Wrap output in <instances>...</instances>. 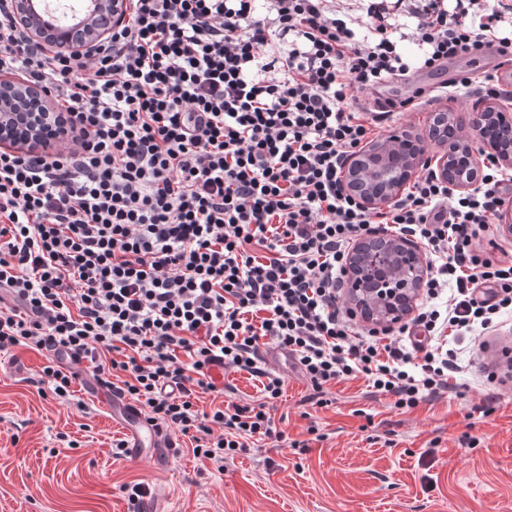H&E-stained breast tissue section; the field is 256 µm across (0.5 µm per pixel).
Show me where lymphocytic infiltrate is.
I'll return each instance as SVG.
<instances>
[{"label": "lymphocytic infiltrate", "mask_w": 512, "mask_h": 512, "mask_svg": "<svg viewBox=\"0 0 512 512\" xmlns=\"http://www.w3.org/2000/svg\"><path fill=\"white\" fill-rule=\"evenodd\" d=\"M256 2L131 0L125 22L73 54L28 45L0 0V72L45 89L74 132L51 155L0 150V354L52 353L39 383L60 401L84 366L219 470L283 438L272 412L286 379L262 368V348L314 391L361 377L413 408L448 389L454 364L430 344L407 351L412 329L467 332L512 305V265L476 253L504 204L495 166L458 194L424 172L385 211L341 181L344 160L415 103L349 99L409 76L392 15H411L425 70L511 56L512 15L490 0H371L357 19L330 0ZM380 226L432 256L427 302L383 345L344 318L338 292L350 248ZM215 365L257 377L261 398L199 410L219 390Z\"/></svg>", "instance_id": "1"}]
</instances>
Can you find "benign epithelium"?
<instances>
[{
	"label": "benign epithelium",
	"mask_w": 512,
	"mask_h": 512,
	"mask_svg": "<svg viewBox=\"0 0 512 512\" xmlns=\"http://www.w3.org/2000/svg\"><path fill=\"white\" fill-rule=\"evenodd\" d=\"M31 3L14 0L16 16L30 40L75 54L99 42L129 14V0H82L89 9L82 30L73 34L43 22ZM437 118L442 126L453 130L458 142L457 147L446 148L434 170L448 185L470 187L487 161L512 167V146L494 144L483 136L484 124L494 123L506 139L512 138L511 106L488 100L467 123L452 112H442ZM439 126L433 124L427 130L434 142L441 138ZM68 139L64 113L57 111L41 87L0 80L1 147L42 155L57 150ZM430 163L423 139L402 131L374 148L351 155L342 172L343 188L367 209L385 208ZM428 271L423 251L412 239L380 231L366 235L349 255L345 280L340 284L350 303L348 312L371 326L374 333L390 330L411 314Z\"/></svg>",
	"instance_id": "obj_1"
}]
</instances>
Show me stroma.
I'll return each instance as SVG.
<instances>
[{
	"label": "stroma",
	"mask_w": 512,
	"mask_h": 512,
	"mask_svg": "<svg viewBox=\"0 0 512 512\" xmlns=\"http://www.w3.org/2000/svg\"><path fill=\"white\" fill-rule=\"evenodd\" d=\"M512 67L487 56L450 60L442 70H413L382 88L400 100L462 75ZM481 95H459L395 113L376 139L424 132L431 115L476 112ZM458 370L451 391L412 409L395 408L364 379L342 380L316 394L284 361L271 362L287 385L274 411L285 439L265 441L216 470L195 457L188 438L146 461L117 460L121 419L96 401L85 379L76 402L42 395L38 374L48 354L17 349L0 358V512H133L126 485H150L148 512H512V309L468 334L448 338Z\"/></svg>",
	"instance_id": "stroma-1"
}]
</instances>
